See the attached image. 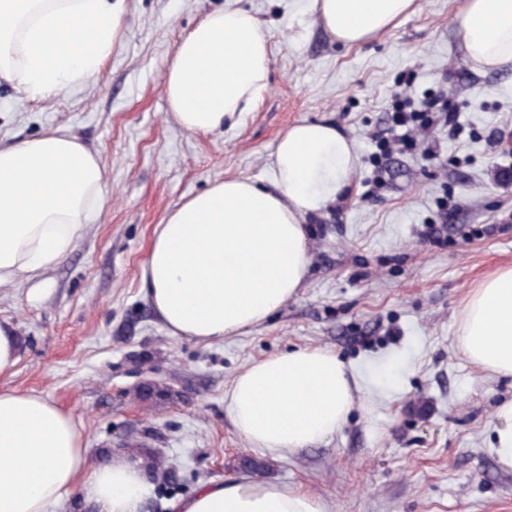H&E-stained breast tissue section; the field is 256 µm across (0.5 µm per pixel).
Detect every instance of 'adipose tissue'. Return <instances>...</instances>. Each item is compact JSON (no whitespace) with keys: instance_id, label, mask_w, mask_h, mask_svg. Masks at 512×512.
<instances>
[{"instance_id":"adipose-tissue-1","label":"adipose tissue","mask_w":512,"mask_h":512,"mask_svg":"<svg viewBox=\"0 0 512 512\" xmlns=\"http://www.w3.org/2000/svg\"><path fill=\"white\" fill-rule=\"evenodd\" d=\"M325 32L357 45L398 26L417 0H308ZM124 0H0V78L49 98L98 77L123 31ZM458 31L481 68L512 64V0H464ZM269 36L224 0L179 42L163 79L169 117L206 134L238 122L267 87ZM356 144L321 122H299L270 156L269 186L232 177L185 197L157 224L142 280L167 333L223 341L294 297L308 266L306 216L341 195ZM106 201L105 166L55 129L0 146V285H42ZM465 356L512 375V267L467 296ZM251 448L285 456L331 438L355 403L345 364L326 348L253 362L224 395ZM78 492L91 512H143L150 485L138 463L91 460L72 417L45 398L0 389V512H47ZM173 512H327L310 492L250 477L202 486Z\"/></svg>"}]
</instances>
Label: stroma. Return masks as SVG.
Listing matches in <instances>:
<instances>
[{
	"label": "stroma",
	"instance_id": "35a3bbf8",
	"mask_svg": "<svg viewBox=\"0 0 512 512\" xmlns=\"http://www.w3.org/2000/svg\"><path fill=\"white\" fill-rule=\"evenodd\" d=\"M224 0H125L123 36L94 81L30 100L0 79V144L48 129L77 135L105 164L107 202L31 299L0 288V320L21 342L1 388L69 414L92 459L148 450L177 466L145 512L204 483L246 476L303 488L328 512H512V470L492 450L512 376L465 357L468 292L512 266V69H483L458 35L461 0H418L400 26L348 47L305 0H241L270 35L267 89L238 124L210 134L167 121L162 73L178 42ZM442 89L461 106L458 135L435 127L434 156L374 161L390 97ZM299 121L352 138L359 164L343 196L307 219L309 265L297 295L248 332L213 344L173 337L141 270L156 224L227 177L267 184L270 155ZM376 199H365L368 183ZM447 212H440V203ZM333 350L356 402L326 443L263 457L236 432L224 394L236 374L296 348ZM152 385L163 398L139 399Z\"/></svg>",
	"mask_w": 512,
	"mask_h": 512
}]
</instances>
